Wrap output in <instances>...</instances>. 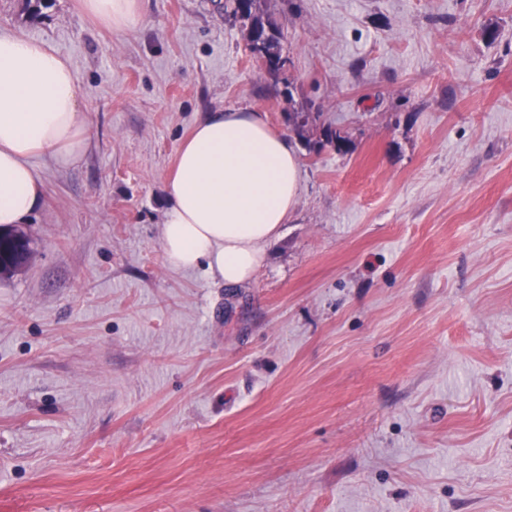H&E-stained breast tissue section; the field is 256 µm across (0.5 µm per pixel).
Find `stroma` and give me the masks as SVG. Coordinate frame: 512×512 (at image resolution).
Segmentation results:
<instances>
[{"label": "stroma", "instance_id": "obj_1", "mask_svg": "<svg viewBox=\"0 0 512 512\" xmlns=\"http://www.w3.org/2000/svg\"><path fill=\"white\" fill-rule=\"evenodd\" d=\"M77 2L0 0L92 128L0 278V512H512V0H265L353 147L299 149L238 287L167 263L164 184L204 113L286 131L279 85L214 0ZM82 11L112 31L132 29L142 16L141 0H81Z\"/></svg>", "mask_w": 512, "mask_h": 512}]
</instances>
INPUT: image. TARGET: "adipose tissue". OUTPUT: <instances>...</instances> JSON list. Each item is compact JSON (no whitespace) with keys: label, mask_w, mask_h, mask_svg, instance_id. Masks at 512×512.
I'll return each instance as SVG.
<instances>
[{"label":"adipose tissue","mask_w":512,"mask_h":512,"mask_svg":"<svg viewBox=\"0 0 512 512\" xmlns=\"http://www.w3.org/2000/svg\"><path fill=\"white\" fill-rule=\"evenodd\" d=\"M101 26L137 25L141 0H81ZM92 136L73 65L47 43L0 34V226L25 223L43 201L33 161L75 164ZM299 162L287 134L262 113L218 111L199 119L165 182L162 248L175 268H205L248 283L293 215Z\"/></svg>","instance_id":"ef3b65f1"}]
</instances>
